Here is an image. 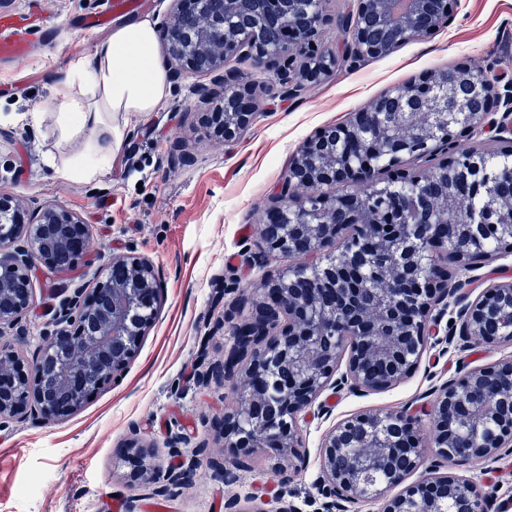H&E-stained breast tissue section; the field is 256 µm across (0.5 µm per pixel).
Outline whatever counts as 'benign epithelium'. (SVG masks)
Segmentation results:
<instances>
[{
    "instance_id": "1",
    "label": "benign epithelium",
    "mask_w": 512,
    "mask_h": 512,
    "mask_svg": "<svg viewBox=\"0 0 512 512\" xmlns=\"http://www.w3.org/2000/svg\"><path fill=\"white\" fill-rule=\"evenodd\" d=\"M162 20L167 51L180 68L215 75L223 86L224 143L241 137L254 113L243 106L244 73L225 69L247 57L257 70L280 62L283 93L330 75L343 60L382 56L448 23L458 0H356L330 17L325 0H173ZM344 37V54L322 42L325 26ZM501 111L498 119L487 120ZM512 146V84L497 89L469 64L395 86L346 122L318 132L293 156L285 185L262 228L265 252L294 260L268 283L271 302L237 329L234 349L206 381L233 378L238 354L251 355L241 407L228 418L231 448L288 450L298 415L329 386L378 391L403 380L419 362L437 259L464 272L490 245L512 254V188L485 181L463 141L484 129ZM328 191H322V188ZM89 226L45 205L19 220V203L0 195V331L28 311L31 272H64L89 251ZM160 274L146 258L112 257L91 288L61 286L53 330L32 357L0 349V424L33 411L60 417L116 380L156 312ZM371 295L368 305L358 301ZM460 335L512 341V282L492 284L459 310ZM347 373L335 376L343 354ZM512 358L475 367L439 389L433 418L441 456L468 442L466 460H489L512 446ZM426 448L403 414L362 413L337 422L320 452L323 512L384 501L383 512H485L474 487L429 469L403 494L389 488L423 466ZM190 469L154 479L158 494L186 482Z\"/></svg>"
}]
</instances>
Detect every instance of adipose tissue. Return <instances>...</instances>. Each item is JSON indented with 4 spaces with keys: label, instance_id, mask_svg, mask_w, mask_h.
Here are the masks:
<instances>
[{
    "label": "adipose tissue",
    "instance_id": "adipose-tissue-1",
    "mask_svg": "<svg viewBox=\"0 0 512 512\" xmlns=\"http://www.w3.org/2000/svg\"><path fill=\"white\" fill-rule=\"evenodd\" d=\"M167 92V71L150 20L117 27L97 42L91 56L76 59L55 85L61 134L88 130L95 136L71 163L57 168L58 177L88 182L102 174L124 140V130L113 124V115L154 111Z\"/></svg>",
    "mask_w": 512,
    "mask_h": 512
}]
</instances>
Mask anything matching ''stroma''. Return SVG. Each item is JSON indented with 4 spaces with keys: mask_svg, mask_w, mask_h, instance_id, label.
Masks as SVG:
<instances>
[{
    "mask_svg": "<svg viewBox=\"0 0 512 512\" xmlns=\"http://www.w3.org/2000/svg\"><path fill=\"white\" fill-rule=\"evenodd\" d=\"M110 3L0 0V15H37V28L50 32L28 58L0 62V194L22 201L29 215L47 203L78 213L91 231L86 264L65 274L33 269L25 330L0 337V344L33 353L60 285L94 283L112 256L131 251L160 272L157 314L121 376L76 411L0 425V512H105V501L114 496L123 512H145L155 500L169 512H213L214 504L230 499L245 512H277L284 502L316 512L320 446L336 422L363 412H402L431 442L434 388L512 355V343L446 341L458 317L449 296L469 302L489 284L512 281V256L474 259L466 273L442 264L430 334L412 373L381 392L326 388L301 413L298 443L288 456H247L225 446L224 421L235 412L238 393L229 383L200 382L199 364H222L233 344L235 321L223 319L224 310L234 308L242 293L264 300L267 280L289 266L285 258L261 263L257 257L266 211L304 141L388 88L438 69L470 63L490 79L512 83V0H459L448 24L430 37L335 69L294 99L282 95L273 71L256 73L250 61H236V68L253 75L255 117L230 147L213 132L200 101L210 77L186 71L170 76L155 111L115 116L125 138L111 167L90 182L65 181L55 170L74 157L79 142L57 132L53 86L76 57L90 56L94 43L106 39V32L82 22ZM29 112L40 113L38 124L26 121ZM224 277L234 282L233 290L221 288ZM176 436L183 443L174 450L169 442ZM135 439L149 447V468L188 466L190 480L155 495L136 476L139 463L129 447ZM426 463L474 485L488 512H512V451L491 461L431 454ZM228 467L236 474L231 482L223 477Z\"/></svg>",
    "mask_w": 512,
    "mask_h": 512,
    "instance_id": "obj_1",
    "label": "stroma"
}]
</instances>
